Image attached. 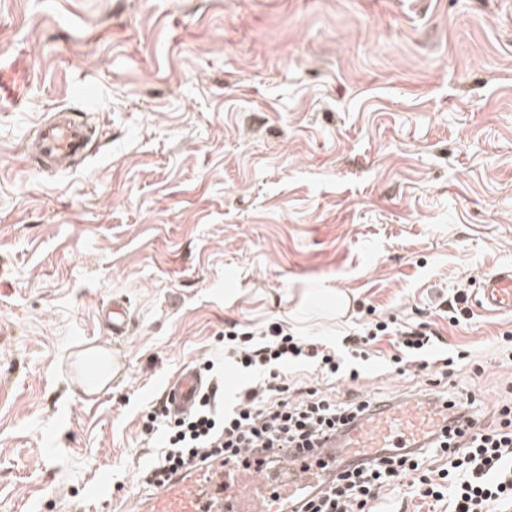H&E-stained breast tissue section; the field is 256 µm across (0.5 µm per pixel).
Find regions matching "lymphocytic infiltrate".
<instances>
[{
    "label": "lymphocytic infiltrate",
    "instance_id": "obj_1",
    "mask_svg": "<svg viewBox=\"0 0 512 512\" xmlns=\"http://www.w3.org/2000/svg\"><path fill=\"white\" fill-rule=\"evenodd\" d=\"M388 335L396 347L393 363L415 359L425 376H444L450 367L469 362L468 354L459 352L433 368L429 357L440 336L423 322L370 323L333 344L287 334L275 322L252 331H225L212 382L193 409L179 418L162 407L150 415V423L161 424L164 432L151 464L140 474L142 483L158 485L193 462L221 458L237 463L245 449L259 454L301 448L309 451L311 462L322 463L323 442L380 403L355 391L339 400L326 393V386L358 380L372 361L373 344ZM228 365L245 376L230 394L224 389ZM293 368L314 375L318 387H295L288 377ZM464 408L454 426L418 447L386 448L371 462L337 457L332 475L302 512H376L397 486L447 512H512V399L498 404L483 425L476 421L474 398H467Z\"/></svg>",
    "mask_w": 512,
    "mask_h": 512
}]
</instances>
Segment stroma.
I'll use <instances>...</instances> for the list:
<instances>
[{
	"instance_id": "1",
	"label": "stroma",
	"mask_w": 512,
	"mask_h": 512,
	"mask_svg": "<svg viewBox=\"0 0 512 512\" xmlns=\"http://www.w3.org/2000/svg\"><path fill=\"white\" fill-rule=\"evenodd\" d=\"M61 108L102 135L34 172ZM508 263L512 0H0V512H124L146 415L234 321L329 343L424 321L478 357L449 396L505 399L512 315L453 326L442 303ZM98 344L124 369L90 399L71 367ZM373 350L337 398L409 399L414 367ZM127 308L119 299L98 307V317L112 333V336H125L127 334Z\"/></svg>"
}]
</instances>
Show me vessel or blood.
<instances>
[{
	"label": "vessel or blood",
	"instance_id": "obj_1",
	"mask_svg": "<svg viewBox=\"0 0 512 512\" xmlns=\"http://www.w3.org/2000/svg\"><path fill=\"white\" fill-rule=\"evenodd\" d=\"M92 132L83 116L60 110L40 122L28 150L32 170L62 171L82 156ZM475 307L496 316L512 313V264L484 275L473 292ZM98 317L115 336L127 333V308L112 300ZM203 385L193 368H183L169 383L166 402L172 413L188 412ZM448 408L441 403L402 400L365 416L339 442L341 453L373 460L382 448H410L432 430L447 426ZM323 469L304 463L300 454L280 450L274 468L263 464L239 467L215 462L192 468L139 497L137 512H295L304 495L317 486Z\"/></svg>",
	"mask_w": 512,
	"mask_h": 512
}]
</instances>
